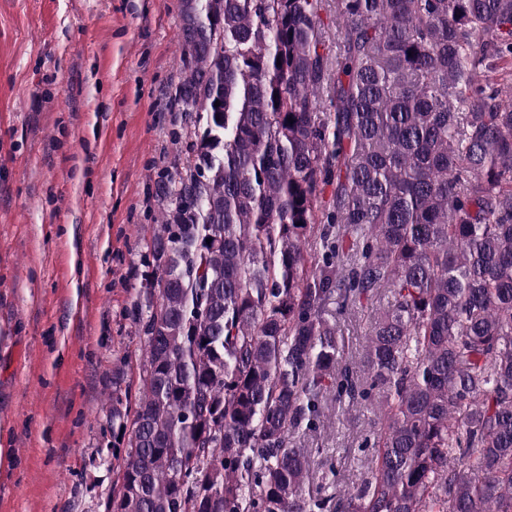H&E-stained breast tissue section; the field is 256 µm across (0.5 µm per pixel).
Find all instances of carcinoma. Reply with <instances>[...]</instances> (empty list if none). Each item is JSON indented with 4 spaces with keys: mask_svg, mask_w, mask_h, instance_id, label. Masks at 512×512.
Returning a JSON list of instances; mask_svg holds the SVG:
<instances>
[{
    "mask_svg": "<svg viewBox=\"0 0 512 512\" xmlns=\"http://www.w3.org/2000/svg\"><path fill=\"white\" fill-rule=\"evenodd\" d=\"M180 21L195 141L155 181L112 512H512V97L479 80H512V0ZM383 288L356 375L325 307ZM329 400L376 412L375 463L307 491Z\"/></svg>",
    "mask_w": 512,
    "mask_h": 512,
    "instance_id": "1",
    "label": "carcinoma"
}]
</instances>
